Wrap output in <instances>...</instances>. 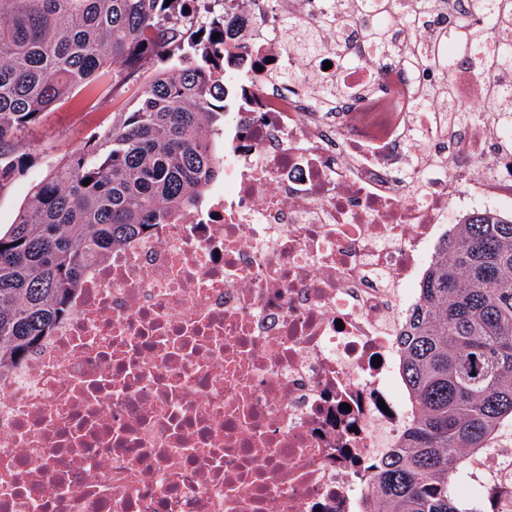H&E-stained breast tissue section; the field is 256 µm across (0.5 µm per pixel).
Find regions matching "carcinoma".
<instances>
[{
  "label": "carcinoma",
  "mask_w": 512,
  "mask_h": 512,
  "mask_svg": "<svg viewBox=\"0 0 512 512\" xmlns=\"http://www.w3.org/2000/svg\"><path fill=\"white\" fill-rule=\"evenodd\" d=\"M196 0H0V190L30 156L19 139L43 112L75 91L91 93L107 73L155 71L132 105L36 185L0 233V374L37 350L70 314L88 268L168 216L196 206L223 162L208 148L224 132V84L242 61L224 46V18L193 23ZM448 0H324L321 24L336 29V53L360 65L349 37L399 59L415 74V105L451 112L448 25L432 16ZM285 29L314 58L318 28L298 17ZM220 38L213 39V35ZM458 53L477 55V75L512 130V0H486L482 17L459 14ZM347 93L321 85L327 105ZM89 185H83L84 179ZM401 374L416 420L403 444L377 466L378 512H461L450 491L494 434L512 420V220L477 217L454 225L419 285L399 337Z\"/></svg>",
  "instance_id": "carcinoma-1"
}]
</instances>
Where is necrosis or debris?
Instances as JSON below:
<instances>
[{"label": "necrosis or debris", "instance_id": "necrosis-or-debris-1", "mask_svg": "<svg viewBox=\"0 0 512 512\" xmlns=\"http://www.w3.org/2000/svg\"><path fill=\"white\" fill-rule=\"evenodd\" d=\"M301 13L227 0L223 184L92 265L0 375V512H373L413 418L397 338L451 226L512 218V147L467 56L483 119L443 131L394 60L308 66ZM285 29L296 37V48L300 54L313 59L320 45L318 28L298 17H288Z\"/></svg>", "mask_w": 512, "mask_h": 512}]
</instances>
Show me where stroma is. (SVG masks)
<instances>
[{
    "label": "stroma",
    "instance_id": "1",
    "mask_svg": "<svg viewBox=\"0 0 512 512\" xmlns=\"http://www.w3.org/2000/svg\"><path fill=\"white\" fill-rule=\"evenodd\" d=\"M153 70L148 64L127 79L105 78L95 94L78 93L44 113L21 141L22 151L32 156L30 168L0 190L1 229L13 223L35 185L50 174L56 163L79 150L91 132L108 126L116 113L128 109Z\"/></svg>",
    "mask_w": 512,
    "mask_h": 512
}]
</instances>
